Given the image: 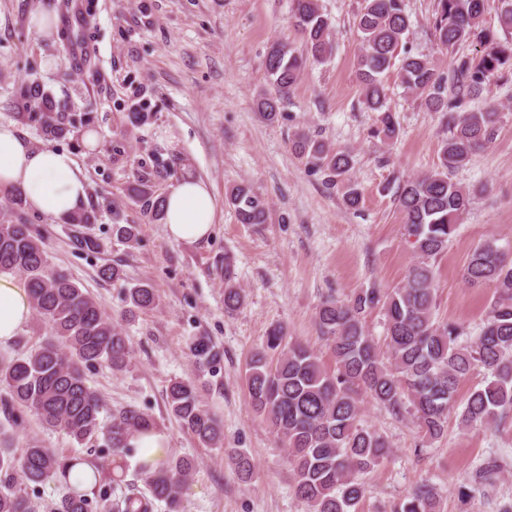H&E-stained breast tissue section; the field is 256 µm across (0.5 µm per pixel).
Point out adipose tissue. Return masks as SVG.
I'll return each mask as SVG.
<instances>
[{"instance_id": "adipose-tissue-1", "label": "adipose tissue", "mask_w": 512, "mask_h": 512, "mask_svg": "<svg viewBox=\"0 0 512 512\" xmlns=\"http://www.w3.org/2000/svg\"><path fill=\"white\" fill-rule=\"evenodd\" d=\"M18 188L36 212L62 219L82 208L87 181L73 155L50 146L35 147L13 124L0 122V189ZM164 224L168 238L193 243L206 238L215 222L211 188L188 176L165 196ZM31 314L26 288L0 276V346L13 341Z\"/></svg>"}]
</instances>
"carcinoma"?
Instances as JSON below:
<instances>
[{"label": "carcinoma", "instance_id": "1", "mask_svg": "<svg viewBox=\"0 0 512 512\" xmlns=\"http://www.w3.org/2000/svg\"><path fill=\"white\" fill-rule=\"evenodd\" d=\"M486 4L487 0H436L431 28L437 47L446 51L465 43L482 47L477 59L457 58L449 73L407 47L411 21L404 0H364L356 17L357 78L363 105L379 113L378 132L388 140L398 135V120L384 83L393 69L429 111L442 113L448 137L441 143L437 166L404 180L396 190L406 241L416 257L403 284L392 289L373 285L350 300L330 297L318 308L317 325L330 341L336 368L326 369L303 343L286 341L280 326L269 330L264 346L251 357L245 378L251 406L287 448L295 494L312 512H355L365 495L360 476L389 453L376 431L359 424L361 397L395 413L409 402L423 435L435 439L443 434L455 409L460 380L479 367L486 370L487 378L470 392L458 413L459 423L491 425L512 411V263L493 240L470 254L464 281L490 285L495 294L477 336L466 345L458 343L457 326L435 317L431 264L447 250L471 203L470 192L452 182L448 172L492 143L500 128L501 114L495 107L466 109L467 102L478 98L491 82L507 84L505 66L512 67V0H500L498 24L504 39L483 24ZM291 18L306 53L281 41L267 48L266 70L276 93L260 98L258 110L269 122L278 119L281 101L297 86L304 55L323 62L333 51L330 22L319 0H291ZM19 96L29 111L17 113L18 119L38 123L48 138L74 133L73 123L64 121L54 99L39 85L20 86ZM292 146L306 165L324 173L329 184L343 186L349 208L359 206L361 193L350 177L349 153L305 132L294 136ZM229 202L239 223H266L269 204L250 185L233 187ZM0 274L23 277L32 308L52 331L39 346L0 359V386L7 391L11 408L34 414L43 427L63 431L79 444L101 437L112 448V457L92 461L93 485L83 491L70 482V459L36 440L17 454L11 448L12 434L0 427V512H36L26 489L50 481L65 485L53 512H91L94 505L101 512H152L157 502L165 503L168 512H178L181 488L194 470L193 460L186 456H173L155 468L140 466L147 492L111 501L108 478L122 469L132 452L128 441L155 430L156 423L134 407L117 411L110 423H104L102 398L88 385L85 372L101 364L125 371L132 360L128 337L91 295L52 267L43 241L29 225L6 213L0 215ZM125 301L126 313L134 317L154 309L158 297L150 284L142 283L127 290ZM244 301L233 262L226 255L224 310L233 312ZM377 307L386 317V362L364 329L365 315ZM191 351L204 367H215L222 359L204 338L196 339ZM166 404L169 414L200 446L224 447V429L201 404L195 382L171 381ZM229 458L242 480L252 477L254 464L247 454L233 449ZM396 512H441V507L434 488L421 483Z\"/></svg>", "mask_w": 512, "mask_h": 512}]
</instances>
